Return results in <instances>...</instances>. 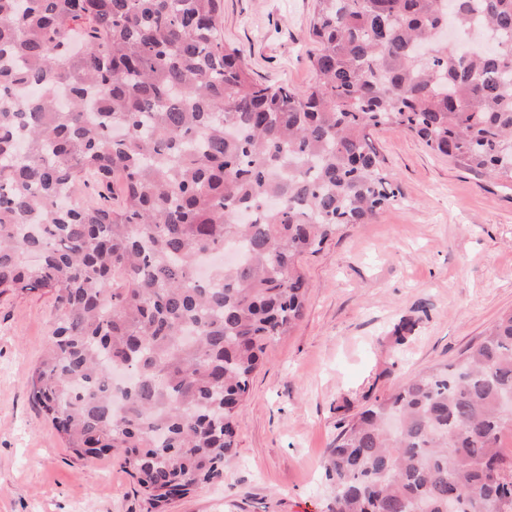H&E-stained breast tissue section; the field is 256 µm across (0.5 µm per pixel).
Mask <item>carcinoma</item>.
<instances>
[{
	"instance_id": "carcinoma-1",
	"label": "carcinoma",
	"mask_w": 512,
	"mask_h": 512,
	"mask_svg": "<svg viewBox=\"0 0 512 512\" xmlns=\"http://www.w3.org/2000/svg\"><path fill=\"white\" fill-rule=\"evenodd\" d=\"M453 2L315 0L295 89L224 43V0H0V296L57 291L30 386L75 455L155 508L224 478L301 258L399 194L370 130L512 182V0ZM506 432L512 312L343 427L328 512H512Z\"/></svg>"
}]
</instances>
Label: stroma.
<instances>
[{"label": "stroma", "instance_id": "1", "mask_svg": "<svg viewBox=\"0 0 512 512\" xmlns=\"http://www.w3.org/2000/svg\"><path fill=\"white\" fill-rule=\"evenodd\" d=\"M314 0H224V40L255 79L313 80ZM400 196L301 262L302 320L271 341L222 481L162 512H326L329 448L364 406L461 360L512 311V183L437 156L399 127L375 133ZM59 313L55 292L0 296V512H151L116 458H77L29 378ZM410 323L403 344L394 329Z\"/></svg>", "mask_w": 512, "mask_h": 512}]
</instances>
